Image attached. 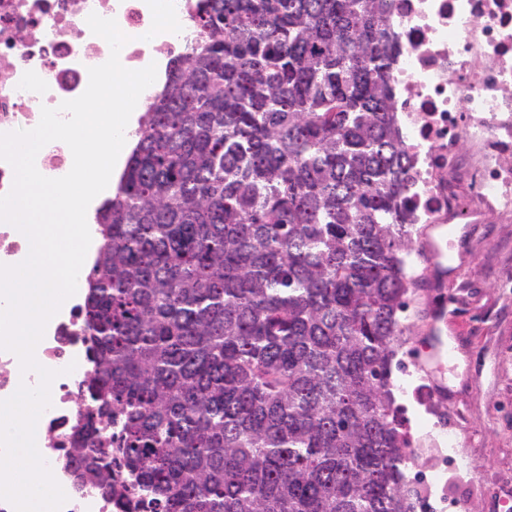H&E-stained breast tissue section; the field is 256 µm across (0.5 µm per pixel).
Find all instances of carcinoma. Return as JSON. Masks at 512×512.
Listing matches in <instances>:
<instances>
[{"label":"carcinoma","instance_id":"carcinoma-1","mask_svg":"<svg viewBox=\"0 0 512 512\" xmlns=\"http://www.w3.org/2000/svg\"><path fill=\"white\" fill-rule=\"evenodd\" d=\"M84 270L62 469L132 512H417L391 0H198Z\"/></svg>","mask_w":512,"mask_h":512}]
</instances>
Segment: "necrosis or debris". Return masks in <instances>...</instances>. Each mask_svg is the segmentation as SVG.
I'll use <instances>...</instances> for the list:
<instances>
[{
  "label": "necrosis or debris",
  "mask_w": 512,
  "mask_h": 512,
  "mask_svg": "<svg viewBox=\"0 0 512 512\" xmlns=\"http://www.w3.org/2000/svg\"><path fill=\"white\" fill-rule=\"evenodd\" d=\"M196 0H0V133L34 128L42 107L79 97L110 47L90 14L116 20L131 70L165 69L194 43ZM402 47L393 89L412 158L416 224L512 223V0H393ZM64 302L35 349L56 370L36 443L67 501L62 512H107L92 488H71L54 463L70 434L79 383L91 372L77 315Z\"/></svg>",
  "instance_id": "necrosis-or-debris-1"
}]
</instances>
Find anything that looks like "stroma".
Returning <instances> with one entry per match:
<instances>
[{"label":"stroma","instance_id":"obj_1","mask_svg":"<svg viewBox=\"0 0 512 512\" xmlns=\"http://www.w3.org/2000/svg\"><path fill=\"white\" fill-rule=\"evenodd\" d=\"M457 230L460 245L448 264L460 272L446 294L461 303L470 328L456 368L446 374L445 399L435 398L433 376L415 365L436 299L433 284L442 276L439 263L420 261L404 323L398 357L405 369L394 378L415 450L407 475L417 487L436 473L431 512H498L499 497L512 495V224Z\"/></svg>","mask_w":512,"mask_h":512}]
</instances>
